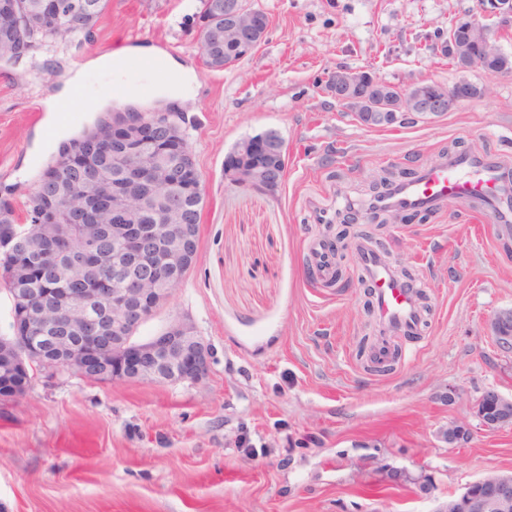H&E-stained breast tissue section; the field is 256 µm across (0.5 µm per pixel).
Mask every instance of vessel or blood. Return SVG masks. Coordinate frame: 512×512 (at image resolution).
I'll return each mask as SVG.
<instances>
[{"mask_svg": "<svg viewBox=\"0 0 512 512\" xmlns=\"http://www.w3.org/2000/svg\"><path fill=\"white\" fill-rule=\"evenodd\" d=\"M458 201L480 203L498 223L512 220V163L457 152L423 168L409 180L394 183L381 194L363 198L345 197L333 207H318L313 220L318 224L357 222L381 211L425 210L446 214ZM358 263L374 289L373 308L378 336L369 349L377 363L388 360L399 338L419 336L424 320L419 286L405 279L387 263L381 249L371 241H355ZM310 259L322 280L336 276V258L324 243L310 247Z\"/></svg>", "mask_w": 512, "mask_h": 512, "instance_id": "b4317fda", "label": "vessel or blood"}]
</instances>
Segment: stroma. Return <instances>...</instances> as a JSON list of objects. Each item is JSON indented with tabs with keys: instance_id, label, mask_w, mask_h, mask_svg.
<instances>
[{
	"instance_id": "35a3bbf8",
	"label": "stroma",
	"mask_w": 512,
	"mask_h": 512,
	"mask_svg": "<svg viewBox=\"0 0 512 512\" xmlns=\"http://www.w3.org/2000/svg\"><path fill=\"white\" fill-rule=\"evenodd\" d=\"M266 39L237 66L200 57V0H109L91 37L46 43L0 62V201L15 210L62 145L95 122L86 95L112 108L182 114L206 180L195 265L136 333L184 317L211 350L196 383H102L35 373L27 394L0 400V512H437L492 472L512 473V424L481 426L485 390L512 397V353L491 322L512 310V232L470 201L446 215L349 225L407 268L427 297L421 336L393 370L367 368L376 325L354 249L337 250L323 285L307 243L327 236L313 206L366 196L388 173L416 172L456 151L512 160V76L463 72L439 53L476 0H253ZM121 45L126 83L89 74L55 122L40 109L70 69ZM190 67L194 97H158L166 71L143 76L133 47ZM339 65L374 68L408 87L468 80L485 95L436 122L368 129L324 91ZM268 130L285 143L276 193L227 185L224 160ZM454 400H447L448 391ZM467 421L453 446L439 434Z\"/></svg>"
}]
</instances>
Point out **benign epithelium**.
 <instances>
[{
	"label": "benign epithelium",
	"instance_id": "obj_1",
	"mask_svg": "<svg viewBox=\"0 0 512 512\" xmlns=\"http://www.w3.org/2000/svg\"><path fill=\"white\" fill-rule=\"evenodd\" d=\"M97 0H5L0 4V27L24 13L37 27L50 26L59 32L75 19L96 13ZM512 25V0H484L480 14L453 23L441 54L461 71L478 69L489 76L507 75L505 54L492 39L489 27L480 20L485 13ZM270 27L268 15L253 8L249 0H218L212 17L201 29L205 43L199 45L208 69L222 71L253 54L265 40ZM325 90L348 108L359 125L388 128L406 117L435 121L455 111L473 98L468 82L451 87L432 80L402 88L381 80L366 68L338 66L329 70ZM162 110L126 112L114 110L99 121L97 142L112 143L114 162L123 165L124 177L112 182V224L79 225L83 246L67 251L68 277L85 285L76 295L71 288H50L40 298L56 308L58 317L45 321L35 312V299L21 295L17 302L29 317L18 320L21 329L0 340V376L22 360L17 378L29 376L37 366L44 373L69 370L87 378L112 382L151 381L156 383L202 380L208 373L210 348L186 319L175 318L158 334L135 339L142 322L159 312L171 299L174 289L157 282L166 274L172 282L187 274L196 260L193 241L196 226L187 223L192 200L205 195L204 179L183 131L172 129ZM284 141L268 130L240 143L224 161V179L235 187L278 189L283 181ZM172 157V169H182V190L164 204L162 224H140V205L130 188L155 171L167 173L161 159ZM78 163L93 165L92 154L66 147L55 167ZM80 193L76 188L46 187L37 192L41 223L60 220V202ZM112 242V287L103 288L97 262L103 239ZM25 244L14 227L0 229V254ZM512 310L500 313L493 322L499 347L512 351L508 322ZM81 330L82 336L71 332ZM512 411V399L498 392L482 396L475 415L483 426L494 428ZM440 512H512V474L490 473L469 484L448 500Z\"/></svg>",
	"mask_w": 512,
	"mask_h": 512
}]
</instances>
